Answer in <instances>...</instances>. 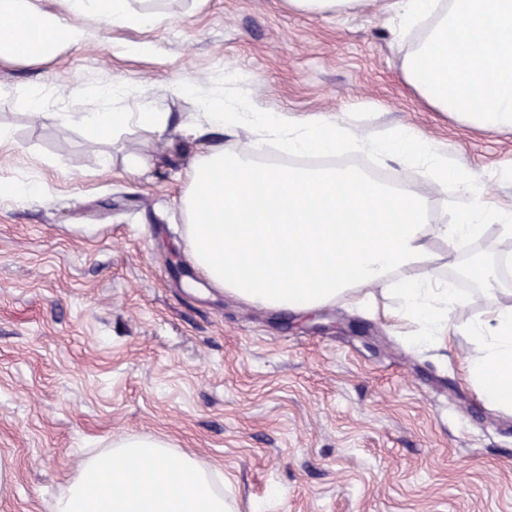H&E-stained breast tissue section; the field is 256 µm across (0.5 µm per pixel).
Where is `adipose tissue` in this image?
I'll list each match as a JSON object with an SVG mask.
<instances>
[{"instance_id": "adipose-tissue-1", "label": "adipose tissue", "mask_w": 512, "mask_h": 512, "mask_svg": "<svg viewBox=\"0 0 512 512\" xmlns=\"http://www.w3.org/2000/svg\"><path fill=\"white\" fill-rule=\"evenodd\" d=\"M136 0H0V57L38 60L51 48L86 37L80 17H105L112 28L149 27L158 11ZM395 40L415 36L403 75L431 110L477 129L512 130V0H383ZM496 39L475 49L484 24ZM491 92L476 99L477 87ZM96 112H65L62 120L87 133L98 149L128 129L163 134L168 115L146 105L122 107V88L93 92ZM199 111L184 127L201 140L185 171L181 198L187 253L213 288L254 306L305 311L345 298L394 322L419 347H445L457 333L453 313L462 302L429 247L448 243V260L479 290L498 284L496 266L461 263L489 226L512 237V199L492 193L481 175L453 163L447 150L418 129L381 135L356 131L321 113L263 112L242 102L226 105L195 94ZM254 135L241 154L208 143L214 131ZM282 155L333 156L366 151L398 162L404 176L387 184L361 171L333 166L293 167L255 159L267 141ZM450 192L459 204L453 223H430L424 195L407 174ZM466 334L476 354L467 375L484 400L512 411V304L479 312ZM50 512H234L224 475L156 436H120L85 455Z\"/></svg>"}]
</instances>
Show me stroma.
I'll list each match as a JSON object with an SVG mask.
<instances>
[{
  "label": "stroma",
  "instance_id": "obj_1",
  "mask_svg": "<svg viewBox=\"0 0 512 512\" xmlns=\"http://www.w3.org/2000/svg\"><path fill=\"white\" fill-rule=\"evenodd\" d=\"M167 18L112 29L82 17L80 45L0 60V109L17 150L0 184L44 182L49 201L0 204V512H49L83 452L125 434L169 439L218 466L239 512H512V412L468 380V339L419 348L345 302L295 313L210 288L183 242L184 173L198 143L180 127L194 98L169 84L244 98L264 112H319L361 130L412 126L512 197V133L431 111L403 78L377 0L311 16L286 0H160ZM128 43L146 52H125ZM237 71L252 80L227 86ZM122 87L169 113L166 134L130 131L92 151L61 112H95ZM43 89L44 115L18 90ZM151 156L132 175L122 157ZM109 155L102 166L101 155ZM468 300L454 323L512 300V277Z\"/></svg>",
  "mask_w": 512,
  "mask_h": 512
}]
</instances>
